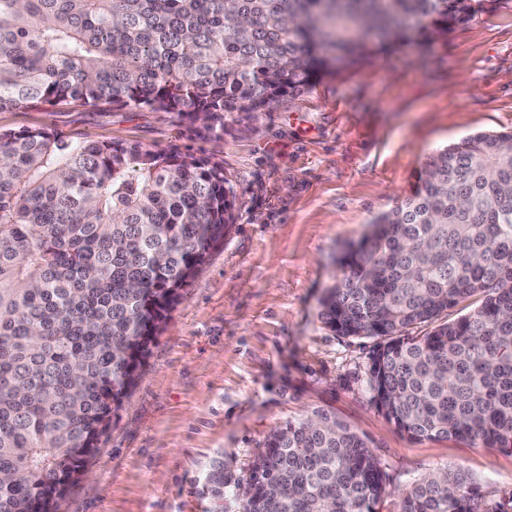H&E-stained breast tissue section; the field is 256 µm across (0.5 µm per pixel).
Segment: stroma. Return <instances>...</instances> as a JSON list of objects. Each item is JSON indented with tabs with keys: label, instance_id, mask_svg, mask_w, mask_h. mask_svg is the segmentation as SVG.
<instances>
[{
	"label": "stroma",
	"instance_id": "obj_1",
	"mask_svg": "<svg viewBox=\"0 0 512 512\" xmlns=\"http://www.w3.org/2000/svg\"><path fill=\"white\" fill-rule=\"evenodd\" d=\"M48 127L222 164L234 193L224 243L182 290L140 377L84 474L52 512H211L215 461L248 477L270 432L315 410L367 440L386 476L381 512L436 470L512 498V454L465 440L414 439L376 409L373 339L336 335L320 301L342 248L410 192L439 150L512 130V0L427 42L319 78L259 113L229 112L224 134L166 112L78 103L0 112V129Z\"/></svg>",
	"mask_w": 512,
	"mask_h": 512
}]
</instances>
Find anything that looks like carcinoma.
I'll return each mask as SVG.
<instances>
[{
    "mask_svg": "<svg viewBox=\"0 0 512 512\" xmlns=\"http://www.w3.org/2000/svg\"><path fill=\"white\" fill-rule=\"evenodd\" d=\"M487 0H0V111L61 104L173 112L224 131L335 64L439 36ZM512 131L466 137L337 259L321 316L376 338V408L415 439L512 453ZM224 167L175 150L0 131V512H52L135 384L181 291L224 242ZM470 312L441 321L448 311ZM423 323L435 327L422 335ZM206 488L224 501V464ZM367 441L315 411L274 429L241 512H379ZM399 512H507L460 473Z\"/></svg>",
    "mask_w": 512,
    "mask_h": 512,
    "instance_id": "carcinoma-1",
    "label": "carcinoma"
}]
</instances>
